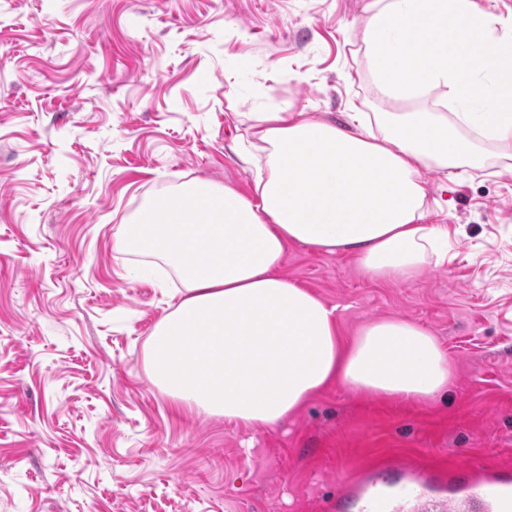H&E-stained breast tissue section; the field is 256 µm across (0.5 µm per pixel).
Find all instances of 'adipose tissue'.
Masks as SVG:
<instances>
[{
	"mask_svg": "<svg viewBox=\"0 0 512 512\" xmlns=\"http://www.w3.org/2000/svg\"><path fill=\"white\" fill-rule=\"evenodd\" d=\"M475 0H369L364 54L397 101L439 93L436 112L363 113L338 126L259 112L252 136L267 176L256 199L197 181L122 225L126 253L171 269L184 289L151 333L149 378L189 409L254 427L283 422L332 382L429 401L446 395L437 339L402 318L345 340L337 308L280 272L288 244L342 250L372 277L412 281L448 257V230L426 223L424 172L476 160L484 141H512V38ZM433 28L428 52L416 37Z\"/></svg>",
	"mask_w": 512,
	"mask_h": 512,
	"instance_id": "adipose-tissue-1",
	"label": "adipose tissue"
}]
</instances>
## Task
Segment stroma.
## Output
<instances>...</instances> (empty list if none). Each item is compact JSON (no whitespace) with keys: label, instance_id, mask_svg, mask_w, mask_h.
<instances>
[{"label":"stroma","instance_id":"1","mask_svg":"<svg viewBox=\"0 0 512 512\" xmlns=\"http://www.w3.org/2000/svg\"><path fill=\"white\" fill-rule=\"evenodd\" d=\"M368 0H0V512H324L373 458L512 466V143L431 189L455 254L402 283L289 245L281 273L342 337L400 317L447 353V395L332 385L282 424L188 410L149 379L176 280L117 239L202 180L255 196L257 112L392 111L363 56Z\"/></svg>","mask_w":512,"mask_h":512}]
</instances>
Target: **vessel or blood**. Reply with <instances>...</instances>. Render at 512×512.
Masks as SVG:
<instances>
[{
    "label": "vessel or blood",
    "mask_w": 512,
    "mask_h": 512,
    "mask_svg": "<svg viewBox=\"0 0 512 512\" xmlns=\"http://www.w3.org/2000/svg\"><path fill=\"white\" fill-rule=\"evenodd\" d=\"M349 500L359 512H512V479L479 463L452 462L427 473L405 470L390 486L357 480L337 495L335 512Z\"/></svg>",
    "instance_id": "b4317fda"
}]
</instances>
